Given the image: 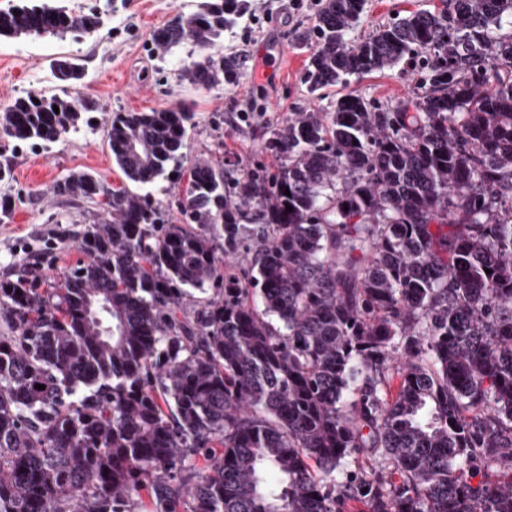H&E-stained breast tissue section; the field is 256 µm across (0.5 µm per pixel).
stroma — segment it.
<instances>
[{
    "label": "stroma",
    "instance_id": "stroma-1",
    "mask_svg": "<svg viewBox=\"0 0 512 512\" xmlns=\"http://www.w3.org/2000/svg\"><path fill=\"white\" fill-rule=\"evenodd\" d=\"M196 0H63L73 11L96 9L102 25L81 40L33 37L23 42L0 40V109L28 90L57 93L52 64L67 57L83 72V91L99 105L93 127L69 135L46 150L26 146L0 147V165L12 178L0 182V197L15 201L9 222L0 223V276L20 261L41 259L51 275L80 258L77 248L59 251V240H73L98 213L94 202L68 201L53 194L54 184L75 168H89L106 186H125L113 165L104 138L106 116L117 111L139 112L189 106L194 128L187 141L186 161L221 155L228 180L238 181L256 165L276 166L261 146L271 129L288 116L310 110L329 111L330 96L307 93L301 77L307 53L297 38L313 24L317 0H250L251 13L224 45L241 55L244 66L233 88L196 87L179 82L177 74L188 59L202 52H179L158 59L151 52L155 28L171 20ZM437 0H366L357 37L391 21L396 14L436 4ZM410 74L399 67L352 78L347 90L384 103L410 97Z\"/></svg>",
    "mask_w": 512,
    "mask_h": 512
}]
</instances>
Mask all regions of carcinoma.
Listing matches in <instances>:
<instances>
[{"label":"carcinoma","instance_id":"cac0c4a2","mask_svg":"<svg viewBox=\"0 0 512 512\" xmlns=\"http://www.w3.org/2000/svg\"><path fill=\"white\" fill-rule=\"evenodd\" d=\"M248 9L199 0L153 52L207 50L180 80L233 86L220 44ZM364 12L322 0L298 42L310 93L418 56L409 98L301 112L265 140L280 168L233 185L220 157L183 166L189 110L117 113L113 162L185 183L176 220L91 170L54 186L100 213L62 275L0 278V512H512V0H440L355 39ZM101 24L29 0L0 10V39ZM54 70L61 93L0 110L1 143L91 124L80 67ZM245 245L246 288L221 272Z\"/></svg>","mask_w":512,"mask_h":512}]
</instances>
